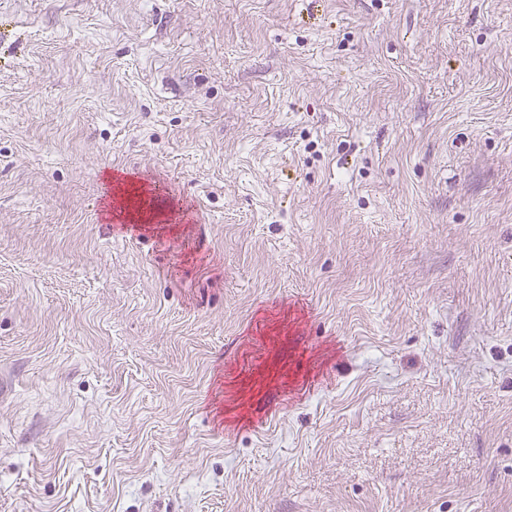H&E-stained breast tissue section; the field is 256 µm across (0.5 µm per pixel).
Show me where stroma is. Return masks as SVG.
<instances>
[{"mask_svg": "<svg viewBox=\"0 0 512 512\" xmlns=\"http://www.w3.org/2000/svg\"><path fill=\"white\" fill-rule=\"evenodd\" d=\"M0 512H512V0H0Z\"/></svg>", "mask_w": 512, "mask_h": 512, "instance_id": "1", "label": "stroma"}]
</instances>
